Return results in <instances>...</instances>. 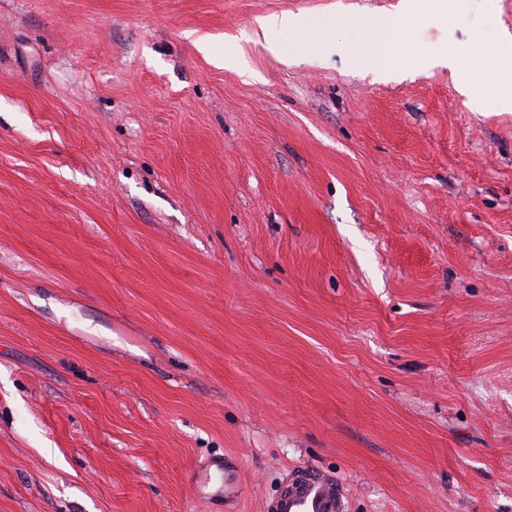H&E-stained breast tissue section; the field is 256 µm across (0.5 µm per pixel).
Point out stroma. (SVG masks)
<instances>
[{"label":"stroma","instance_id":"obj_1","mask_svg":"<svg viewBox=\"0 0 512 512\" xmlns=\"http://www.w3.org/2000/svg\"><path fill=\"white\" fill-rule=\"evenodd\" d=\"M400 2L0 0V512H512V0ZM498 69L500 79L510 82L511 92L501 99V107L512 110V36L505 34L500 39ZM342 493L333 477L297 469L274 499L271 512H342Z\"/></svg>","mask_w":512,"mask_h":512}]
</instances>
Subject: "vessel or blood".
Masks as SVG:
<instances>
[{"label": "vessel or blood", "instance_id": "1", "mask_svg": "<svg viewBox=\"0 0 512 512\" xmlns=\"http://www.w3.org/2000/svg\"><path fill=\"white\" fill-rule=\"evenodd\" d=\"M271 512H343L340 486L322 472L296 470L275 498Z\"/></svg>", "mask_w": 512, "mask_h": 512}]
</instances>
